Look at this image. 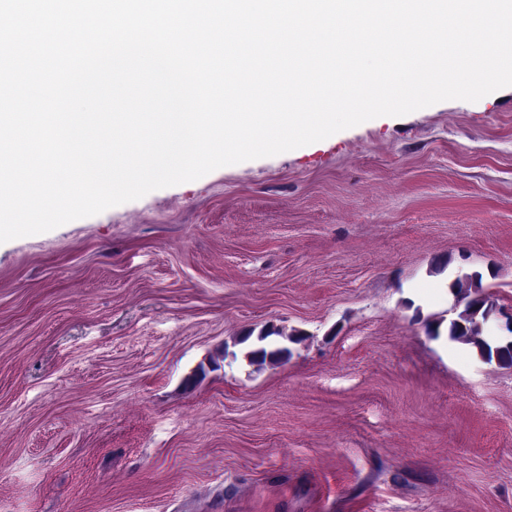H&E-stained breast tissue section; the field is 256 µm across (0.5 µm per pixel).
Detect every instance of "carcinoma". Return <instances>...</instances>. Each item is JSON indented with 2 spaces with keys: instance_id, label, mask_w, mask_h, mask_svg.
Listing matches in <instances>:
<instances>
[{
  "instance_id": "obj_1",
  "label": "carcinoma",
  "mask_w": 512,
  "mask_h": 512,
  "mask_svg": "<svg viewBox=\"0 0 512 512\" xmlns=\"http://www.w3.org/2000/svg\"><path fill=\"white\" fill-rule=\"evenodd\" d=\"M450 288L455 296V306H463L456 318L449 321L448 338L457 343L473 345L484 352H496L499 362L512 366V341L491 346L483 337V324L495 312L496 304L483 291L482 277L479 274L458 278ZM249 363L263 366L266 363L288 361L290 351L286 348L269 350L261 347L246 353Z\"/></svg>"
}]
</instances>
